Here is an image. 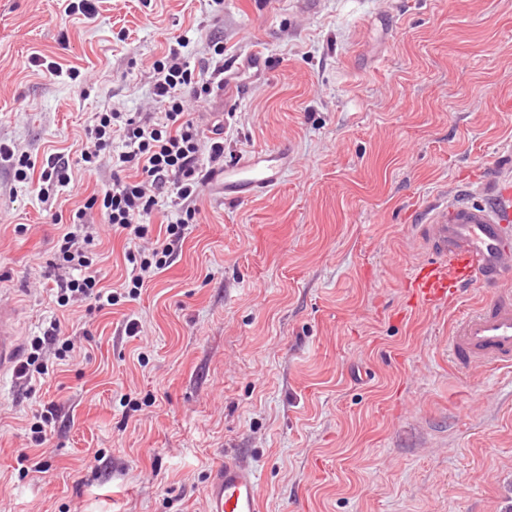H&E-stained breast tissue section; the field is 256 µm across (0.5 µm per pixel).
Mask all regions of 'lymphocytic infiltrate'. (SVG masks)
Here are the masks:
<instances>
[{
  "label": "lymphocytic infiltrate",
  "instance_id": "lymphocytic-infiltrate-1",
  "mask_svg": "<svg viewBox=\"0 0 512 512\" xmlns=\"http://www.w3.org/2000/svg\"><path fill=\"white\" fill-rule=\"evenodd\" d=\"M153 70V94L164 106L161 117L106 109L95 113L86 129L94 148L81 151L80 163L90 171L108 162L112 180L87 201L85 209L73 214L71 230L58 242L59 265L70 271L56 280L53 296L58 306L80 300L101 309L119 301L117 293L101 287L93 258L77 245L86 209L99 208L113 232L131 243L148 234L155 213L164 214L165 236L157 240L151 256L127 254L132 270L124 285L133 298L168 266L188 226L197 223L196 200L209 175L224 163L223 125L205 131L185 107L186 97L204 101L223 88V67L208 74L196 72L173 48L154 63Z\"/></svg>",
  "mask_w": 512,
  "mask_h": 512
}]
</instances>
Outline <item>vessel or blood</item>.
I'll use <instances>...</instances> for the list:
<instances>
[{
  "mask_svg": "<svg viewBox=\"0 0 512 512\" xmlns=\"http://www.w3.org/2000/svg\"><path fill=\"white\" fill-rule=\"evenodd\" d=\"M290 148L278 146L254 153L221 171L224 200L243 201L278 187L288 169ZM419 237L429 255L412 275L409 303L437 308L460 299L468 288L487 293L477 308L457 318L448 352L457 366L481 359L512 364V186L497 187L489 206L454 207L432 223L420 225ZM22 346L14 313L0 302V374L15 369ZM206 496L208 512H261V481L256 471L228 459L211 471Z\"/></svg>",
  "mask_w": 512,
  "mask_h": 512,
  "instance_id": "b4317fda",
  "label": "vessel or blood"
}]
</instances>
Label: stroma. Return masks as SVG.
I'll use <instances>...</instances> for the list:
<instances>
[{"label": "stroma", "instance_id": "obj_1", "mask_svg": "<svg viewBox=\"0 0 512 512\" xmlns=\"http://www.w3.org/2000/svg\"><path fill=\"white\" fill-rule=\"evenodd\" d=\"M0 0V145L44 163L85 143L93 113L155 114L152 65L175 39L196 70L250 51L208 103L224 162L291 147L269 195L217 201L136 299L61 307L44 277L70 216L112 168L74 170L42 201L0 158V301L22 344L60 321L45 374L0 377L7 512H207L224 457L256 469L262 512H512V369L457 368L456 308L404 313L428 255L417 227L489 204L512 180V0ZM57 63L62 76L46 70ZM104 286L131 271L99 210ZM138 332L129 335L128 322ZM53 410L47 441L25 428ZM28 457L19 475L17 457Z\"/></svg>", "mask_w": 512, "mask_h": 512}]
</instances>
